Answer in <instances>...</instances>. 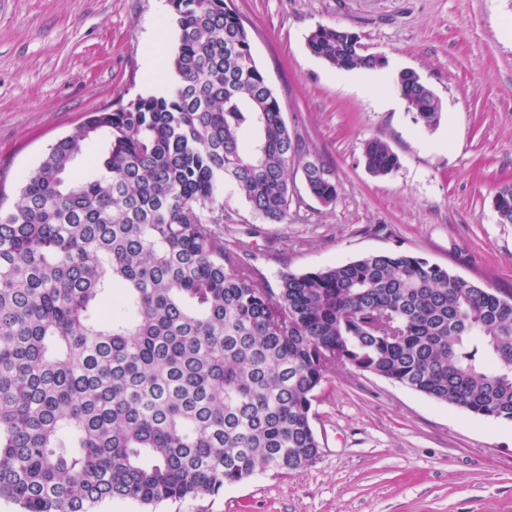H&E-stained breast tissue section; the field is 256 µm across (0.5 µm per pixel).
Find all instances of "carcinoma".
<instances>
[{
	"label": "carcinoma",
	"mask_w": 512,
	"mask_h": 512,
	"mask_svg": "<svg viewBox=\"0 0 512 512\" xmlns=\"http://www.w3.org/2000/svg\"><path fill=\"white\" fill-rule=\"evenodd\" d=\"M168 6L173 84L91 113L13 206L0 196V498L93 512L297 472L319 456L312 407L334 367L512 422V296L402 251L284 272L274 290L224 243L227 184L263 223L286 220L298 142L226 0ZM306 45L339 70L385 66L342 27ZM394 85L416 123L439 124L416 72ZM362 157L377 177L400 166L380 138ZM302 171L336 201L320 159ZM492 203L512 224L511 183Z\"/></svg>",
	"instance_id": "cac0c4a2"
}]
</instances>
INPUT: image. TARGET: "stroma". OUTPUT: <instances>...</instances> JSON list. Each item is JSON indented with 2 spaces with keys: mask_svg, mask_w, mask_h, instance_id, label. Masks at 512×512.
Wrapping results in <instances>:
<instances>
[{
  "mask_svg": "<svg viewBox=\"0 0 512 512\" xmlns=\"http://www.w3.org/2000/svg\"><path fill=\"white\" fill-rule=\"evenodd\" d=\"M306 158L338 185L328 206L292 162L281 224H261L224 191V240L278 286L368 253L403 250L512 294V224L492 196L512 182V0H228ZM338 26L384 68L344 71L307 35ZM177 27L167 0H0V192L15 203L47 148L87 113L169 85L160 54ZM416 71L442 102L416 124L393 76ZM386 141L400 166L366 170ZM321 453L288 475L158 506L106 500L95 512H512V422L435 402L369 373L330 371L313 404ZM362 157L365 168L373 176H386L400 166L399 157L380 138H372L364 143Z\"/></svg>",
  "mask_w": 512,
  "mask_h": 512,
  "instance_id": "35a3bbf8",
  "label": "stroma"
}]
</instances>
